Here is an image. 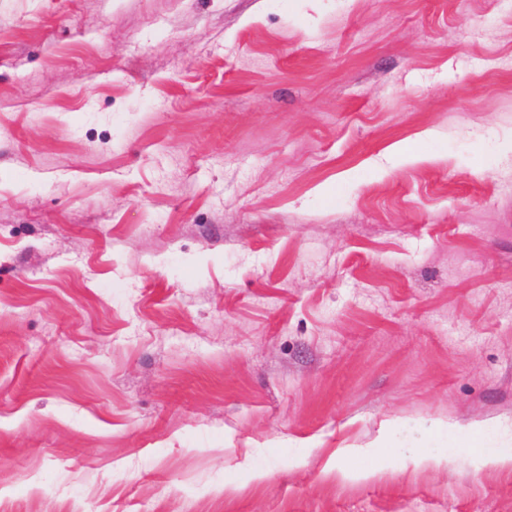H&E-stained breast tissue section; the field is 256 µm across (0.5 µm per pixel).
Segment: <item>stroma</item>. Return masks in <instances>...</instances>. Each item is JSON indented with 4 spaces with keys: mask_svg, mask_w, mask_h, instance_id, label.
I'll return each instance as SVG.
<instances>
[{
    "mask_svg": "<svg viewBox=\"0 0 512 512\" xmlns=\"http://www.w3.org/2000/svg\"><path fill=\"white\" fill-rule=\"evenodd\" d=\"M0 512H512V0H0Z\"/></svg>",
    "mask_w": 512,
    "mask_h": 512,
    "instance_id": "1",
    "label": "stroma"
}]
</instances>
